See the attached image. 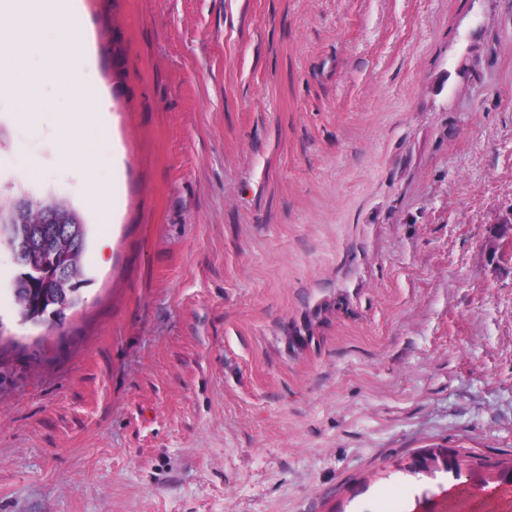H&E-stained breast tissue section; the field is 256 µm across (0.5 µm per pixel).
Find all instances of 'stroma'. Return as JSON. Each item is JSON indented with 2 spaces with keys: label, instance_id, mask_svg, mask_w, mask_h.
Listing matches in <instances>:
<instances>
[{
  "label": "stroma",
  "instance_id": "35a3bbf8",
  "mask_svg": "<svg viewBox=\"0 0 512 512\" xmlns=\"http://www.w3.org/2000/svg\"><path fill=\"white\" fill-rule=\"evenodd\" d=\"M81 7L40 100L102 88L120 220L1 97L0 202L69 201L91 281L25 323L0 251V512H512V0Z\"/></svg>",
  "mask_w": 512,
  "mask_h": 512
}]
</instances>
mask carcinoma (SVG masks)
Returning a JSON list of instances; mask_svg holds the SVG:
<instances>
[{"instance_id":"1","label":"carcinoma","mask_w":512,"mask_h":512,"mask_svg":"<svg viewBox=\"0 0 512 512\" xmlns=\"http://www.w3.org/2000/svg\"><path fill=\"white\" fill-rule=\"evenodd\" d=\"M16 203H0V241L14 237H28L40 244L39 260L51 266L61 259L68 262L65 274L59 278L56 287L49 290L40 283L18 282L13 288L16 295L17 311L21 316L38 319L55 312L59 320L66 318V312L81 301V285L90 281L83 265V255L89 244V230L78 212L64 200L56 201V211L65 221L66 233L51 238L43 233V225L36 223L44 213L41 198L30 196L28 212L33 223L15 224L13 214Z\"/></svg>"}]
</instances>
